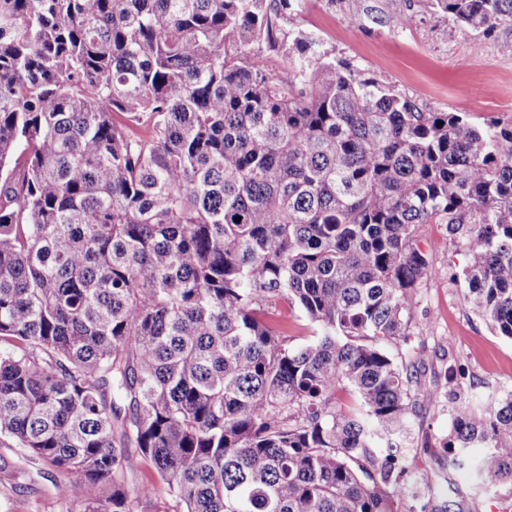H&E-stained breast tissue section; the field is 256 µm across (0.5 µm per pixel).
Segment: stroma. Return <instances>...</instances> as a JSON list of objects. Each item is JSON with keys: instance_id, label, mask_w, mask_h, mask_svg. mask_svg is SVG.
<instances>
[{"instance_id": "35a3bbf8", "label": "stroma", "mask_w": 512, "mask_h": 512, "mask_svg": "<svg viewBox=\"0 0 512 512\" xmlns=\"http://www.w3.org/2000/svg\"><path fill=\"white\" fill-rule=\"evenodd\" d=\"M296 23L315 34L323 50L349 61L379 83L429 112H462L477 126L512 124V24L493 32L457 26L436 14L429 0H301ZM429 273L412 313L410 342L423 386L442 400L419 408L406 441L417 464L438 471L433 494L464 498L471 512H512V483L489 482L474 470L451 467L442 445L448 436V395L473 405L512 390V340L474 316L454 275L463 262L445 225L417 229ZM452 370L454 382L443 373ZM0 467L17 471L0 485V512H83L79 502L54 494L60 475L37 468L16 448L0 447Z\"/></svg>"}]
</instances>
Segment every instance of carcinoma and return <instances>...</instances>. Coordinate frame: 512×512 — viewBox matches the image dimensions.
Listing matches in <instances>:
<instances>
[{"mask_svg":"<svg viewBox=\"0 0 512 512\" xmlns=\"http://www.w3.org/2000/svg\"><path fill=\"white\" fill-rule=\"evenodd\" d=\"M430 2L512 22V0ZM298 15L0 0V447L84 512H134L147 462L157 512H392L430 488L405 441L438 388L381 346L410 339L421 224L446 225L469 310L512 339V125L424 111ZM282 306L312 342L290 344ZM448 417L450 461L481 448V476L512 481V394ZM127 486L134 493L141 492L144 486H148L150 489L148 495L140 493L139 499L135 503L136 512H154V505L157 501L168 500L166 487L155 478L149 466H143L138 471L130 473L127 477Z\"/></svg>","mask_w":512,"mask_h":512,"instance_id":"obj_1","label":"carcinoma"}]
</instances>
